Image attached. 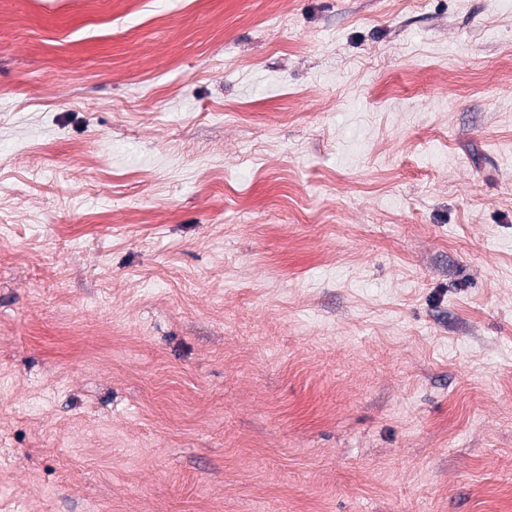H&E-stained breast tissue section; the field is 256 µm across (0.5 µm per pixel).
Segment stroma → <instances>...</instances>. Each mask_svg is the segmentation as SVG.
<instances>
[{
  "mask_svg": "<svg viewBox=\"0 0 512 512\" xmlns=\"http://www.w3.org/2000/svg\"><path fill=\"white\" fill-rule=\"evenodd\" d=\"M0 512H512V0H0Z\"/></svg>",
  "mask_w": 512,
  "mask_h": 512,
  "instance_id": "stroma-1",
  "label": "stroma"
}]
</instances>
